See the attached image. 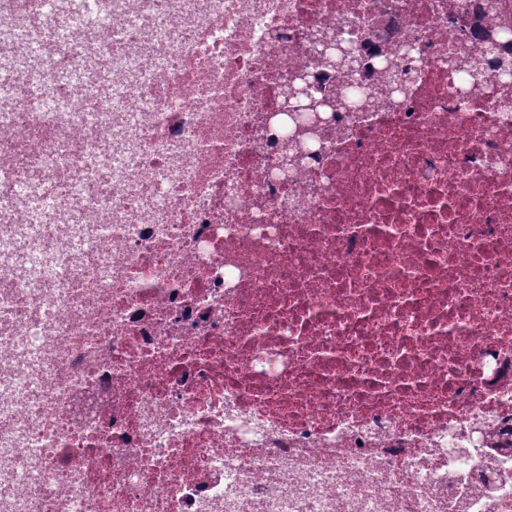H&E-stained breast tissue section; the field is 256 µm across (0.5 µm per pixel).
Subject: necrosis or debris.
Instances as JSON below:
<instances>
[{"mask_svg": "<svg viewBox=\"0 0 512 512\" xmlns=\"http://www.w3.org/2000/svg\"><path fill=\"white\" fill-rule=\"evenodd\" d=\"M84 3L0 0V512H512V0ZM322 39L319 41V55L323 61V63L332 68L341 69L343 71L344 77L352 80L354 76L358 74L359 64L357 56L355 55V51L351 52L348 50L347 46L341 41L336 39V47L332 42L328 48L325 49V54H322L321 51L324 49L322 45ZM342 49L346 48L348 52L342 51ZM481 58H473L468 66V73L472 82H483L489 77V71H495L497 78L500 80L512 79L511 62L506 69L501 61L484 62Z\"/></svg>", "mask_w": 512, "mask_h": 512, "instance_id": "necrosis-or-debris-1", "label": "necrosis or debris"}]
</instances>
